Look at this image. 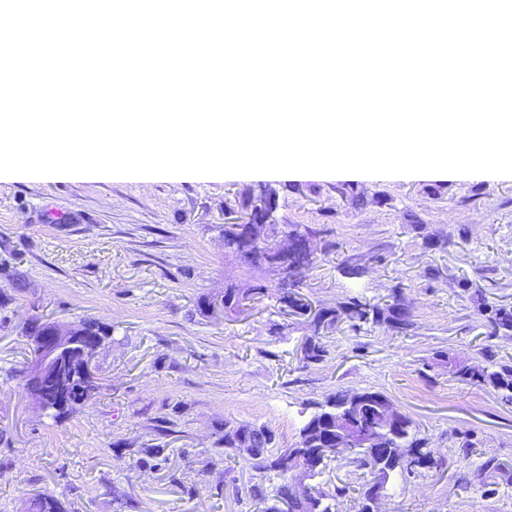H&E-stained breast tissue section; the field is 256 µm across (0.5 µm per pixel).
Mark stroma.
Masks as SVG:
<instances>
[{
    "label": "stroma",
    "instance_id": "1",
    "mask_svg": "<svg viewBox=\"0 0 512 512\" xmlns=\"http://www.w3.org/2000/svg\"><path fill=\"white\" fill-rule=\"evenodd\" d=\"M270 186L278 223L318 231L299 288L313 308L399 288L413 328L340 323L327 361L304 369L306 317L271 297L207 311L241 280L224 226L256 182L0 177V512L36 491L73 512H258L262 476L225 457V422L268 427L284 448L305 405L340 389L385 393L443 459L388 512H512V486L486 496L462 480L467 446L512 464V405L439 357L476 363L488 344L512 355V340H488L486 317L512 309V179L367 181L361 206L331 180ZM83 320L111 331L94 357L102 387L57 420L24 390L26 330ZM157 444L167 467L137 468L136 449Z\"/></svg>",
    "mask_w": 512,
    "mask_h": 512
}]
</instances>
